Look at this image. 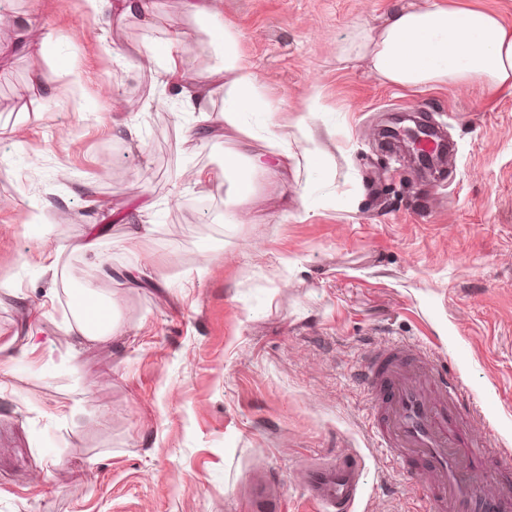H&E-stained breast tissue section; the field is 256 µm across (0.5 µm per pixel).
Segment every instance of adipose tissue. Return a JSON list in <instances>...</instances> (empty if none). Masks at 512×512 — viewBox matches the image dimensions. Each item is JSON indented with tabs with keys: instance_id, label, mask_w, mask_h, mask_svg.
<instances>
[{
	"instance_id": "ef3b65f1",
	"label": "adipose tissue",
	"mask_w": 512,
	"mask_h": 512,
	"mask_svg": "<svg viewBox=\"0 0 512 512\" xmlns=\"http://www.w3.org/2000/svg\"><path fill=\"white\" fill-rule=\"evenodd\" d=\"M185 37V32L174 31L156 51L165 61L166 72L175 79L173 88L182 107L207 116L213 86L224 90L221 113L210 119L206 128L187 126L188 140L218 136L228 126L245 139L262 140L267 154L281 166L300 158L311 162L322 157L321 142L305 120H298L290 131L277 121L256 73L238 52L234 33L227 30L214 37L222 60L203 78L187 75L180 56L174 52ZM352 48L374 74L393 85L478 83L492 91L512 87V30L485 11L447 7L431 0L422 8L394 12L376 38L360 37ZM251 112L262 113V120L248 122L246 116ZM293 139L303 142L302 153L290 147Z\"/></svg>"
}]
</instances>
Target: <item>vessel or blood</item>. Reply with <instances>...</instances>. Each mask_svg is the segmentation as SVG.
<instances>
[{
	"instance_id": "b4317fda",
	"label": "vessel or blood",
	"mask_w": 512,
	"mask_h": 512,
	"mask_svg": "<svg viewBox=\"0 0 512 512\" xmlns=\"http://www.w3.org/2000/svg\"><path fill=\"white\" fill-rule=\"evenodd\" d=\"M357 379L368 398L366 422L387 462L405 469L419 462L436 512H504L512 484L485 489L477 465L488 437L462 436L466 397L456 377L423 346L389 339L366 351ZM364 462L357 453L308 469L305 487L324 512H355L363 492Z\"/></svg>"
}]
</instances>
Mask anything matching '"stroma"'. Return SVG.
<instances>
[{"mask_svg":"<svg viewBox=\"0 0 512 512\" xmlns=\"http://www.w3.org/2000/svg\"><path fill=\"white\" fill-rule=\"evenodd\" d=\"M428 2L223 0L280 123L306 119L325 151L272 181L255 170L244 201L232 180L180 171L218 175L261 145L229 129L186 140L194 115L139 63L179 28L190 74L218 65L188 0L108 26L86 0H0V512H319L305 473L340 451L365 460L356 512H432L365 422L354 371L386 336L431 349L469 399L463 431L512 449V89L397 87L348 51L359 28ZM33 29L54 36L45 54ZM55 63L79 73L78 101L41 93ZM400 112L452 142L447 163L389 146ZM131 224L154 232L131 245ZM97 253L153 277L111 284ZM79 289L110 294L123 335L66 334Z\"/></svg>","mask_w":512,"mask_h":512,"instance_id":"1","label":"stroma"}]
</instances>
